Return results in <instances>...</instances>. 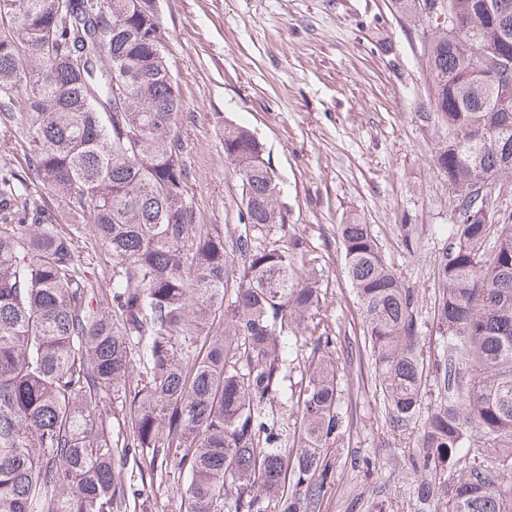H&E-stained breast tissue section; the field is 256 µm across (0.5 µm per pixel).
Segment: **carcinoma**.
Instances as JSON below:
<instances>
[{
  "mask_svg": "<svg viewBox=\"0 0 512 512\" xmlns=\"http://www.w3.org/2000/svg\"><path fill=\"white\" fill-rule=\"evenodd\" d=\"M455 3L468 32L430 41L421 113L456 141L436 155L457 214L437 263L436 405L423 408L412 294L370 225L339 231L389 421L406 429L422 417L418 512H512V485L499 480L512 469V224L494 232L487 213L492 185L512 181V112L497 109L481 69L482 40L502 28L490 6L512 27V0ZM0 25V122L22 125L29 148L26 169L0 172V512H126L129 460L150 479L175 462L185 512H319L324 450L343 427L336 349L317 337L291 458L268 406L319 291L297 281L294 254L252 235L282 220L261 145L224 126L246 215L237 265L224 236L196 223L176 133L183 104L147 0H0ZM55 192L66 231L47 201ZM84 224L115 262L106 288L81 269ZM217 311L233 334L199 341L200 320ZM137 360L145 374L134 381ZM115 396L130 426L121 441Z\"/></svg>",
  "mask_w": 512,
  "mask_h": 512,
  "instance_id": "obj_1",
  "label": "carcinoma"
}]
</instances>
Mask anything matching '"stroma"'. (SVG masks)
I'll use <instances>...</instances> for the list:
<instances>
[{
	"label": "stroma",
	"instance_id": "35a3bbf8",
	"mask_svg": "<svg viewBox=\"0 0 512 512\" xmlns=\"http://www.w3.org/2000/svg\"><path fill=\"white\" fill-rule=\"evenodd\" d=\"M167 52L183 101L178 132L197 220L232 244L244 223L239 167L224 127L248 128L280 189L284 224L260 242L290 249L299 278L315 277L319 308L301 336L333 337L343 432L320 512H417L412 461L421 428H394L362 349L361 312L343 269L340 224L370 225L388 267L414 296L425 366L441 354L436 259L456 221L435 157L448 145L420 112L433 85L427 46L435 23L394 0H160ZM417 252H409L407 240ZM170 470L161 485L125 473L146 512H183Z\"/></svg>",
	"mask_w": 512,
	"mask_h": 512
}]
</instances>
